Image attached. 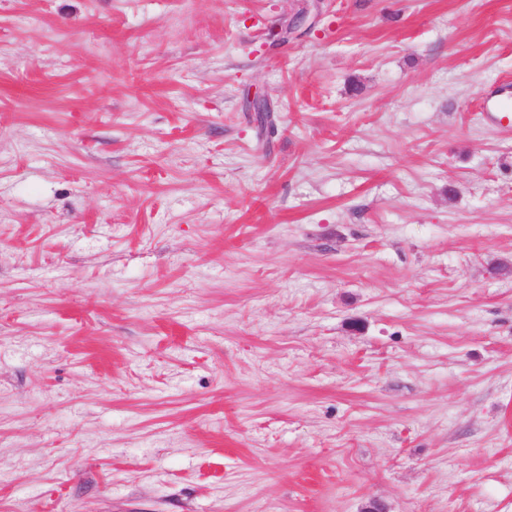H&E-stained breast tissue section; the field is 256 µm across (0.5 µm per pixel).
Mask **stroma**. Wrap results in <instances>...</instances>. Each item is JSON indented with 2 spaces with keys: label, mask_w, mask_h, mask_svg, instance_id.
<instances>
[{
  "label": "stroma",
  "mask_w": 512,
  "mask_h": 512,
  "mask_svg": "<svg viewBox=\"0 0 512 512\" xmlns=\"http://www.w3.org/2000/svg\"><path fill=\"white\" fill-rule=\"evenodd\" d=\"M511 80L512 0H0V512H512ZM483 108L486 118L498 126L512 125V102L499 91H493L486 95L483 100Z\"/></svg>",
  "instance_id": "obj_1"
}]
</instances>
